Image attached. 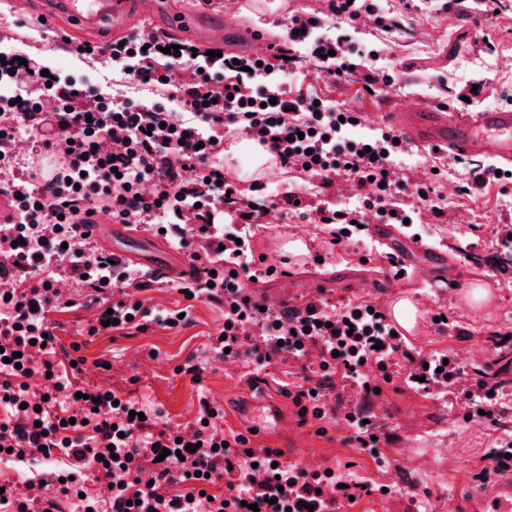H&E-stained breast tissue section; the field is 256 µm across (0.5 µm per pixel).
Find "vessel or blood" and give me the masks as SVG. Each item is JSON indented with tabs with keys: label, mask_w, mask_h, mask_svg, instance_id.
I'll return each instance as SVG.
<instances>
[{
	"label": "vessel or blood",
	"mask_w": 512,
	"mask_h": 512,
	"mask_svg": "<svg viewBox=\"0 0 512 512\" xmlns=\"http://www.w3.org/2000/svg\"><path fill=\"white\" fill-rule=\"evenodd\" d=\"M10 10L25 9L45 21L66 20L70 31L81 38L120 39L128 33L133 22L162 24L165 29H193L202 42H223V27L213 25L206 11L189 8L171 11L169 0H11ZM385 124L392 126L402 138L421 145L443 147L450 158L471 160L489 158L493 162L512 166V110L490 112H446L428 110L411 112L393 110L382 113ZM85 232L96 243L111 244L125 236V228L113 227L99 217L85 225ZM370 232L379 239L389 254L395 256L399 268L414 267L418 258L437 269L446 268L447 255L405 239L397 225L373 223ZM124 259L145 262L150 271L165 279L186 277L188 267L182 258L169 251L158 239L147 243L144 253L124 252ZM240 416L245 424L258 433L278 431L284 418L272 400H252L241 404ZM495 512H512V474L491 493L488 500L477 502L472 512H484L487 504Z\"/></svg>",
	"instance_id": "obj_1"
}]
</instances>
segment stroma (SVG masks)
I'll list each match as a JSON object with an SVG mask.
<instances>
[{"mask_svg": "<svg viewBox=\"0 0 512 512\" xmlns=\"http://www.w3.org/2000/svg\"><path fill=\"white\" fill-rule=\"evenodd\" d=\"M215 18L235 23L237 36L228 37L231 55L250 57L254 47L249 31L262 29L283 35L290 16L321 20L334 35L350 37L372 54L379 77L372 89L360 78L335 84L311 59L308 47L295 50L296 63L285 71L244 78V86L261 81L280 87L286 99L314 95L348 106L360 120L346 129L350 138L378 135L382 111L442 109L482 112L512 108V0H376V14H362L354 25L329 19L328 0H201ZM395 18L399 27L387 32L377 16ZM63 25L47 28L24 11L0 13V51L27 56L61 77L97 86L106 100L118 102L128 87L120 63L109 54L81 58L65 36ZM435 149L404 144L394 158L396 179L431 183L432 210L414 216L408 236L447 252L457 266L455 280L432 269L396 276L379 243L363 232L332 244L336 227L321 221L320 208L355 207L359 198L350 182L338 180L321 188L300 169L272 168L262 178L263 192L245 182L243 162L228 159L224 175L235 181L239 202L230 208L214 202L215 223L238 224L240 211L259 204L261 196L296 194L306 208L283 209L276 217L261 213L245 227L254 256L277 266L278 274L249 284L253 294H265L272 304L297 303L323 291L332 304L369 302L390 311L400 298L413 300L422 317L402 345L415 357L452 355L462 359L470 349L482 348L476 360L464 362L466 375L481 371L499 384L506 411L495 420L471 422L462 388L423 391L404 377L384 385L382 393L365 400L347 389L351 405L364 408L380 434L386 467L350 441L342 415L322 421L300 422L284 388L286 369L272 365L257 371L244 360L225 361L212 343L224 327V307L205 299L185 300L176 290L152 288L142 299L154 309H187V322L174 329L153 323L109 336L88 333L93 318L89 307L50 310L47 321L56 335L59 356L76 353L81 363L78 380L102 385L118 395L146 398L173 424L195 422L201 398L219 409L217 427L225 434L240 433L233 413L241 403L264 396L282 402L288 424L277 437L251 436L254 448L279 451L287 465L334 469L357 481L374 485L349 512H464L471 488L494 483L500 471L497 452L512 439V267L490 265L493 256L512 253L506 236L512 227V178L478 186L474 172L482 160L436 161ZM438 174H430L432 165ZM482 286L489 302L472 308L465 300L474 286ZM448 316L437 326L435 314ZM112 368H97L98 359Z\"/></svg>", "mask_w": 512, "mask_h": 512, "instance_id": "obj_1", "label": "stroma"}]
</instances>
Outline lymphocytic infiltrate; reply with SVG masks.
<instances>
[{
    "label": "lymphocytic infiltrate",
    "instance_id": "f902f5d3",
    "mask_svg": "<svg viewBox=\"0 0 512 512\" xmlns=\"http://www.w3.org/2000/svg\"><path fill=\"white\" fill-rule=\"evenodd\" d=\"M168 40L141 33L108 45L114 60L124 61L130 84L159 83L180 97L181 112H166L128 99L112 105L95 90L57 75L42 76L14 63L12 54L0 52V74L17 86L48 91L56 106L38 110L26 97L13 111L0 113V168L9 164L10 143L17 127L37 129L42 145L62 158L53 174L42 181L13 178L11 187L20 198L18 217L0 225V279L10 282L0 293V405L10 416L0 422V447L23 460L45 451L66 460L62 481L55 489L27 482L25 493L6 487L0 494V512H30V501L43 512H54L56 495H64L71 512H339L343 498L359 496L363 485L346 480L334 470H308L282 464L279 451L252 450L244 434L227 437L210 432L207 422L219 411L202 401L203 425L189 434L162 421L160 409L145 399L117 398L109 389L91 387L78 397V387L55 359L54 329L46 321V308L60 305L52 264L67 255V271L79 281L95 305L89 328L96 335L107 318L119 329L152 317L167 328L180 326L177 311L151 313L142 301L112 299L111 278L133 287H152L153 278L117 270L107 255L94 251L80 226L101 203L121 224H150L158 214L174 213L190 200L199 203L193 213L198 236L208 247L189 258L186 281L176 290L187 299L205 298L223 304L226 326L217 353L247 356L260 367L271 362L301 363V383L287 391L301 421L323 420L325 402L335 387L336 375L364 387L366 396L378 395L380 385L367 383L364 365L391 382L390 357L401 348L386 317L370 312L368 304H347L342 309L313 296L301 304H283L281 310L263 309L261 299L249 292L243 274L249 265L241 259L251 250L239 232L213 235L208 208L212 198L226 204L237 201L233 182L214 158L224 145V130L239 125L281 167L306 168L321 185L335 177H352L366 198L364 209L323 216V223H369L376 218L404 223L409 210L395 206L392 183L385 172L398 151V134L388 130L375 139L342 137L344 121L354 119L349 109L314 103L288 102L279 89L258 85L242 90L235 79L240 66L235 57L223 60L219 75L179 82L173 72L161 73L153 64L162 58ZM322 70L334 82L360 76L373 84L375 76L360 50L345 39L321 42ZM121 132L118 147L102 149L105 135ZM198 179H184L187 170ZM151 184L142 193V184ZM56 228L44 237L45 226ZM18 362H11L12 353ZM45 376L44 391L30 392L25 383L32 372ZM109 474L110 497L102 501L87 494L91 476ZM223 481V494L207 498L215 481Z\"/></svg>",
    "mask_w": 512,
    "mask_h": 512
}]
</instances>
